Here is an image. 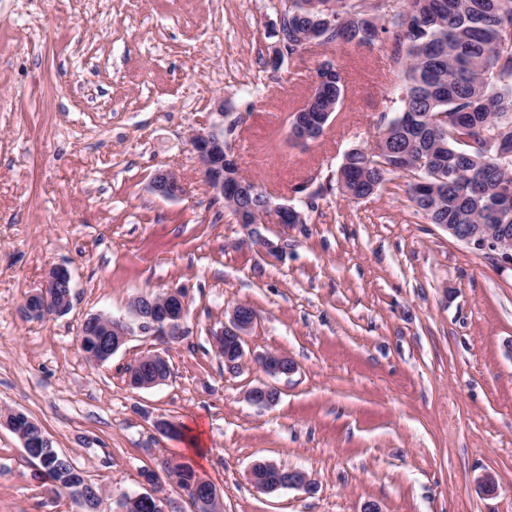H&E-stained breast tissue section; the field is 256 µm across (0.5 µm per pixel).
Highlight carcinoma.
<instances>
[{
  "mask_svg": "<svg viewBox=\"0 0 512 512\" xmlns=\"http://www.w3.org/2000/svg\"><path fill=\"white\" fill-rule=\"evenodd\" d=\"M283 23L272 32L281 54L302 53L318 32L323 46L372 47L391 40L390 63L404 80L399 116H381L376 140L345 153L336 172L347 199L374 195L402 173L416 211L432 224H504L512 235V205L503 186L512 163L488 155L486 144L512 148V0H282ZM318 86L303 112H338L346 83L339 67L316 69ZM448 113L440 127L434 116ZM46 478L94 507L92 489L62 462ZM180 486L196 471L180 462L170 472Z\"/></svg>",
  "mask_w": 512,
  "mask_h": 512,
  "instance_id": "cac0c4a2",
  "label": "carcinoma"
}]
</instances>
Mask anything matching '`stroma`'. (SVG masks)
<instances>
[{
    "mask_svg": "<svg viewBox=\"0 0 512 512\" xmlns=\"http://www.w3.org/2000/svg\"><path fill=\"white\" fill-rule=\"evenodd\" d=\"M279 0H0V414L25 413L103 491L145 493L154 474L169 512H192L167 459L190 463L224 512H512V267L451 238L415 211L405 180L344 199L345 152L371 143L400 107L385 46L315 48L268 63ZM333 57L347 94L321 137L287 136L316 65ZM239 124L241 171L296 206L301 224L247 241L203 182L189 144L219 103ZM175 171L183 197L151 190ZM74 275L64 316L25 315L50 266ZM183 287L177 339L129 338L89 360L85 317L129 318L138 295ZM246 303L260 318L239 369L212 333ZM288 356L279 399L245 398L257 354ZM158 353L167 380L130 385ZM200 429L205 452L160 432ZM270 461L304 471L314 492L257 491L248 471ZM499 486L488 497L481 480ZM0 512H80L36 476L21 440L0 425Z\"/></svg>",
    "mask_w": 512,
    "mask_h": 512,
    "instance_id": "1",
    "label": "stroma"
}]
</instances>
